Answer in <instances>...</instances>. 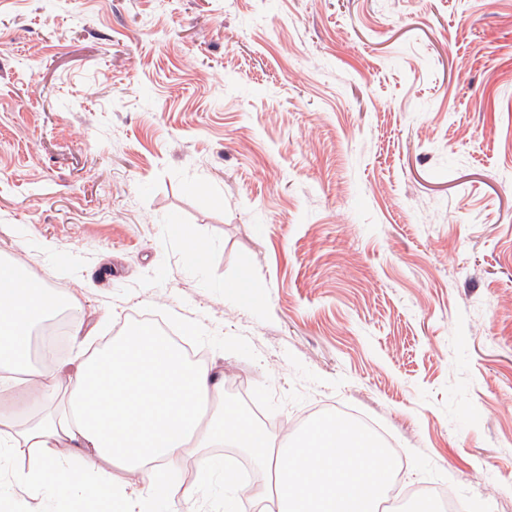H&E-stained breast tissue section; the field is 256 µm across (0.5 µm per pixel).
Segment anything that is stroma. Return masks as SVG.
Listing matches in <instances>:
<instances>
[{
    "instance_id": "1",
    "label": "stroma",
    "mask_w": 512,
    "mask_h": 512,
    "mask_svg": "<svg viewBox=\"0 0 512 512\" xmlns=\"http://www.w3.org/2000/svg\"><path fill=\"white\" fill-rule=\"evenodd\" d=\"M1 252L86 351L160 314L274 442L346 408L397 451L391 502L512 512V0H0ZM209 453L149 512H253L265 469ZM21 466L0 500L61 512Z\"/></svg>"
}]
</instances>
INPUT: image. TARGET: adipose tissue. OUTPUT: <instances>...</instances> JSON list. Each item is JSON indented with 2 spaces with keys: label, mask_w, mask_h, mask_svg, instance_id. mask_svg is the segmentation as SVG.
I'll list each match as a JSON object with an SVG mask.
<instances>
[{
  "label": "adipose tissue",
  "mask_w": 512,
  "mask_h": 512,
  "mask_svg": "<svg viewBox=\"0 0 512 512\" xmlns=\"http://www.w3.org/2000/svg\"><path fill=\"white\" fill-rule=\"evenodd\" d=\"M50 293L41 279L0 271V455L32 453L12 474L29 493L50 488L90 512H143L141 496L104 480L106 470L139 475L151 497L171 499L180 487L170 474L193 456L208 477L207 450L225 440L257 449L273 476L271 487L252 494L258 512H346L357 495L363 512H379L397 483L392 451L367 444L349 423L312 422L300 448L244 432L223 405V372L187 361L167 336L145 328L78 361L66 374L67 407L55 416L49 408L61 372L40 357L34 336L37 322L58 310Z\"/></svg>",
  "instance_id": "obj_1"
}]
</instances>
